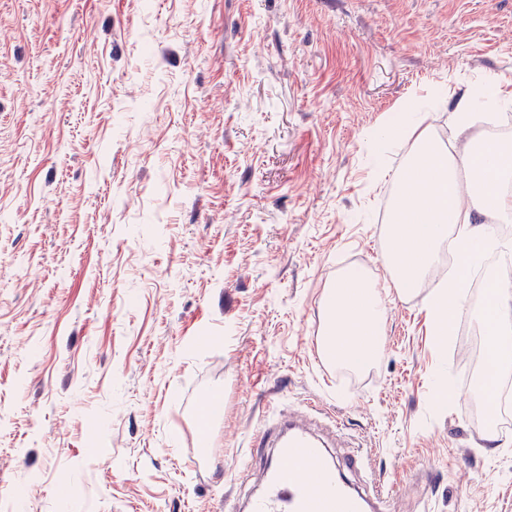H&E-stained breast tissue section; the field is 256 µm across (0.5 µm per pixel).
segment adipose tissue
<instances>
[{
    "mask_svg": "<svg viewBox=\"0 0 512 512\" xmlns=\"http://www.w3.org/2000/svg\"><path fill=\"white\" fill-rule=\"evenodd\" d=\"M512 108V92L500 85L470 86L456 104L454 123L466 136L464 150L475 187L471 210H463L457 196V163L445 153L417 123L398 128V135L415 137L416 152L399 177V194L393 205L387 262L397 275L400 293H412L423 277L425 266L436 260L442 244L454 240L461 252L460 275L439 290L428 308L438 327H445L458 310L457 301L464 275L479 265L485 253L499 249L500 243L480 218L494 215L512 221V196L504 189L512 185V140L497 136L503 123V110ZM367 301L351 307L342 291H331L327 304L334 311L328 325L333 340L326 350L338 363L360 369L369 364L374 348H362L352 338L366 325H380L384 299L373 288H366ZM512 304V292L496 289L485 315L487 352L495 367L504 370L512 364V324L503 321V308Z\"/></svg>",
    "mask_w": 512,
    "mask_h": 512,
    "instance_id": "1",
    "label": "adipose tissue"
}]
</instances>
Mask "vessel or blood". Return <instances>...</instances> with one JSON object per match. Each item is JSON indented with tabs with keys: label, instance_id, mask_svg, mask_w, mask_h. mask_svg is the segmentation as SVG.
<instances>
[{
	"label": "vessel or blood",
	"instance_id": "b4317fda",
	"mask_svg": "<svg viewBox=\"0 0 512 512\" xmlns=\"http://www.w3.org/2000/svg\"><path fill=\"white\" fill-rule=\"evenodd\" d=\"M249 445L272 454L264 459L263 484L247 498L246 512H369L372 501L384 497L379 490L366 498L341 480L343 473L367 466L362 449L332 454L296 422L279 428L263 424Z\"/></svg>",
	"mask_w": 512,
	"mask_h": 512
}]
</instances>
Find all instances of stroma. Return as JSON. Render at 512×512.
<instances>
[{"instance_id": "stroma-1", "label": "stroma", "mask_w": 512, "mask_h": 512, "mask_svg": "<svg viewBox=\"0 0 512 512\" xmlns=\"http://www.w3.org/2000/svg\"><path fill=\"white\" fill-rule=\"evenodd\" d=\"M491 76L512 0H0V512H226L252 430L311 407L390 512H512L483 366L386 267L416 143L368 138ZM356 261L360 370L319 345Z\"/></svg>"}]
</instances>
